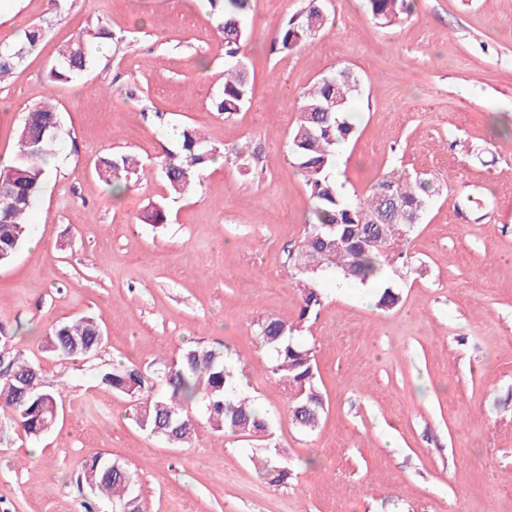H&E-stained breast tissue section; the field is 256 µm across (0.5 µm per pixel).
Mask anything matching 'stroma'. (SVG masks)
Returning <instances> with one entry per match:
<instances>
[{"label":"stroma","mask_w":512,"mask_h":512,"mask_svg":"<svg viewBox=\"0 0 512 512\" xmlns=\"http://www.w3.org/2000/svg\"><path fill=\"white\" fill-rule=\"evenodd\" d=\"M385 26L365 0H327V26L288 53L273 38L307 0H253L242 46L248 104L233 118L211 107L224 53L207 0H0V41L32 24L46 38L0 84V157L14 156L28 108L52 97L63 137L31 210V237L0 266V323L39 362L63 414L39 440L0 447V512H112L78 477L94 452L138 474L148 512H512V0H410ZM112 31L91 71L50 87L46 74L77 34ZM346 67L360 80L356 132L339 173L364 195L384 173L420 177L431 198L394 275L400 304L365 305L364 288L319 280L324 304L299 339L312 347L326 411L306 432L269 371L254 333L272 315L292 322L300 291L288 251L310 200L287 157L299 95ZM203 134L218 156L193 194L173 196L157 162L179 131ZM248 147L241 171L232 152ZM142 162L113 195L94 161ZM164 206L167 223L146 224ZM100 318L93 355L44 352L55 324ZM193 344L224 347L246 392L267 412L266 437L219 433L202 407L182 448L148 436L130 399L97 371L128 362L154 378L160 360ZM279 452L296 476L275 489L262 474Z\"/></svg>","instance_id":"stroma-1"}]
</instances>
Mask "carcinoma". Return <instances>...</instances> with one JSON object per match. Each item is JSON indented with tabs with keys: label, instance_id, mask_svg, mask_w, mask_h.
<instances>
[{
	"label": "carcinoma",
	"instance_id": "carcinoma-1",
	"mask_svg": "<svg viewBox=\"0 0 512 512\" xmlns=\"http://www.w3.org/2000/svg\"><path fill=\"white\" fill-rule=\"evenodd\" d=\"M368 12L386 26L400 22L410 12L408 0H366ZM219 41L224 46V82L222 93L212 100L213 109L229 119L247 101L250 75L240 57L248 38L246 20L251 0H209ZM326 24L321 0H309L297 18L289 19L277 32L273 43L281 53L306 45ZM44 29L33 25L11 43L0 42V83L17 65L38 49ZM91 65V37L76 35L59 52L48 72L50 85L69 83ZM360 79L349 68L329 72L302 92L298 122L289 137L288 153L292 163L304 173L311 200L309 220L302 239L289 250L288 266L300 290L302 306L299 321L288 323L266 317L257 323L255 335L272 354L271 375L293 393L290 418L297 427L314 430L325 411L324 396L317 384V366L312 348L296 340L301 322L318 313L324 295L317 277L333 269L349 283L378 285L376 306L391 309L400 302L387 272H396L409 262L408 241L414 225L403 218L374 224L369 218L380 212V186L394 185L401 211L421 223L426 212V183L399 170L385 173L357 202L346 200L336 179V144L354 133L348 111L359 95ZM341 106L326 111L329 104ZM60 135L57 110L51 99L28 109L16 132L17 152L12 163L0 169V181L8 184L7 202L0 205V264L8 263L29 233L28 215L42 193L47 177L46 157L53 154ZM217 150L197 131L180 132V153L157 162L168 186L177 194L191 191L203 181L204 171L213 162ZM138 166L129 154L114 153L95 162L98 177L124 189L122 178ZM105 342L98 318L88 316L55 325L44 336L42 349L64 357H84ZM157 377L167 392L161 397L148 394L149 386L141 369L118 365L101 369L98 379L112 390L134 399V420L151 437L182 446L191 442L195 419L193 404L202 402L207 422L216 432L264 436L269 429L266 415L260 412L242 391L238 371L222 350L204 345L183 351L176 359L161 362ZM39 366L24 357L14 345V335L0 325V412L9 425H0V446L8 445L13 435L22 433L33 440L41 438L56 424L55 410L62 399L57 391L39 387ZM269 483L285 487L292 469L275 457L265 463ZM81 482L90 495L112 498L113 512H146L142 507L140 485L128 466L107 453L90 455L84 464Z\"/></svg>",
	"mask_w": 512,
	"mask_h": 512
}]
</instances>
